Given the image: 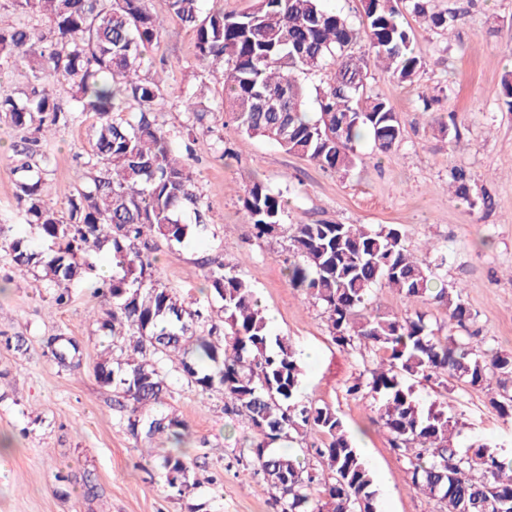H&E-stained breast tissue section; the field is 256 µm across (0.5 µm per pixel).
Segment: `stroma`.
Listing matches in <instances>:
<instances>
[{"label": "stroma", "mask_w": 512, "mask_h": 512, "mask_svg": "<svg viewBox=\"0 0 512 512\" xmlns=\"http://www.w3.org/2000/svg\"><path fill=\"white\" fill-rule=\"evenodd\" d=\"M395 2L422 67L410 84L372 69L368 90L397 112L402 139L385 156L360 143L356 167L341 174L243 133L221 106V77L197 65L194 33L170 16L168 0H147L166 20L160 44L141 69L149 76L159 60L168 64L170 96L159 124L188 122L180 91L190 86L202 89L197 108L207 114L188 165L209 224L188 244L159 243L157 274L167 288L213 314L222 302L204 290L200 260L235 264L275 316L274 332L288 337L304 360L301 399L332 407L350 435L362 436L377 512H438L435 501L410 485L402 456L377 423L376 401L346 393L373 368V354L336 345L321 306L285 276L287 225H401L412 249L447 247L436 287L463 289L478 314L475 330L512 353V112L500 100L503 76L512 72V0H428L430 11L457 13L448 34L419 21L406 0ZM451 121L455 130H441ZM90 134L87 121L61 125L41 145L51 159L45 193L59 210L79 185V151ZM17 138L0 120V224L12 225L14 235L41 251L36 226L17 208L10 159ZM456 166L469 171L472 196H489L490 206L473 207L454 195L449 171ZM256 182L288 201L284 228L263 239L253 236L242 214L245 192ZM52 297L40 269L18 270L0 251V512H282L251 463L245 421L225 411L222 393H201L178 370L164 409L184 425L189 483L169 487L159 463L171 444L163 436L133 438L111 386L94 375L104 356H120L100 328L109 303L90 285L73 288L62 307ZM372 305L389 313L418 311L433 328H448L444 307L406 302L387 287L375 289ZM64 340L78 352L62 365L53 351ZM414 388L422 404H447L460 447L477 439L512 447V421L489 404L493 389L456 381Z\"/></svg>", "instance_id": "1"}]
</instances>
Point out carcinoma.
Masks as SVG:
<instances>
[{"label":"carcinoma","instance_id":"cac0c4a2","mask_svg":"<svg viewBox=\"0 0 512 512\" xmlns=\"http://www.w3.org/2000/svg\"><path fill=\"white\" fill-rule=\"evenodd\" d=\"M168 0L169 12L196 37L200 67L221 73L231 119L289 154L332 172L356 164L363 140L379 154L400 141L401 122L390 103L367 93L370 64L400 82L421 68L410 28L394 0H361L359 26L323 6L322 0H253L247 10L226 14L213 0ZM14 10L45 19L42 28L0 22V72L25 69L22 90L0 81V116L24 133L13 145L16 198L26 223L52 243L48 252L11 237L0 225V250L19 268H41L59 306L74 286L95 281L112 302L101 322L112 341L129 349L126 358L95 369L112 386L119 408L128 411L135 437L164 435L179 445L182 423L159 410L169 393L166 362L178 363L187 382L201 392L220 391L224 406L238 412L252 433L250 452L269 492L283 512H376L374 478L335 410L304 402L296 349L275 334L254 288L237 266L204 259L203 278L221 299L222 316L206 315L171 292L155 276L154 239L183 245L191 227L207 219L182 153H190L196 125V92L184 95L191 125L164 128L156 112L169 90L158 77L139 75L147 53L165 30L146 0H12ZM411 12L429 26L450 31L456 16L430 13L426 0H411ZM366 39L371 57L352 47ZM323 75L310 88L311 75ZM61 85L64 105L53 93ZM317 112H308L310 93ZM89 115L94 119L83 187L59 211L42 189L46 153L33 146L59 126ZM454 195L469 201L470 176L450 171ZM256 236L276 231L288 208L280 194L255 182L242 200ZM289 285L323 307L336 344L381 353L368 376L347 392L379 401L380 427L407 461L411 485L443 505L445 512H512V456L499 446L476 443L465 451L454 442L458 421L448 408L422 406L408 378L438 386H496L491 407L512 418V353L478 339L434 332L420 312L390 315L368 308L377 287L408 301L427 298L448 310V322L465 326L475 314L460 288H432L446 262L442 249L417 257L395 224L372 230L363 224H297L288 237ZM108 251L113 274L99 277V255ZM319 465L302 462L274 445L309 436ZM170 487L188 484L183 457L160 462Z\"/></svg>","mask_w":512,"mask_h":512}]
</instances>
